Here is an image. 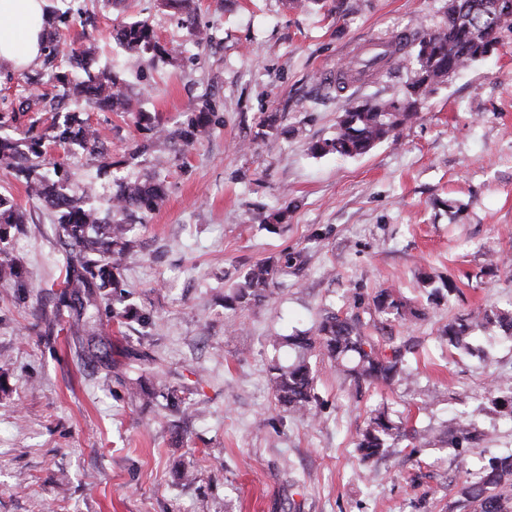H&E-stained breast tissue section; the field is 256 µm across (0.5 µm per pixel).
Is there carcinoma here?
Segmentation results:
<instances>
[{"mask_svg":"<svg viewBox=\"0 0 512 512\" xmlns=\"http://www.w3.org/2000/svg\"><path fill=\"white\" fill-rule=\"evenodd\" d=\"M512 31V0H448L445 19L436 28L411 41L405 51L390 41L366 52L356 66L342 73V79L355 76L389 73L406 69L411 73L404 96L397 100L366 101L356 107H343L336 121L334 137L308 146L313 155L329 153L357 156L376 144L399 140L408 123L419 113L435 90L445 83L448 72L455 73L483 60L497 50L502 33ZM115 38L128 52L142 57L148 53H174L164 48L152 26L145 20L126 23L115 30ZM49 54L61 57L66 72L58 77L63 92L53 98L35 94L32 88L23 102L25 111L40 107L51 112L52 142L71 151L76 146L89 155L100 154L104 137L83 117L86 108L101 111H131L124 94L125 79L114 71H93L89 60L91 45L60 51L59 45H46ZM185 120L168 129L151 124L152 137L136 146L146 152L157 144L186 149L205 135L213 122L214 106L207 100L189 105ZM46 158L42 139L26 141L0 135V171L22 178L31 195L43 198L57 211V223L68 237L71 255L64 280V294L92 298L94 289L119 287L120 271L132 249L131 217L155 210L165 198L164 185L154 180H119L112 196V211L101 217L85 208L82 197L69 195L60 181L45 169ZM26 223L25 214L0 197V240L3 229ZM288 263L266 260L251 266L238 283L224 294V308L237 310L256 307L268 300L279 275ZM375 312L407 321L419 317L401 296L389 288L380 290L373 300ZM504 327L512 337V313L484 307L461 314L448 322L444 339L464 353L472 352L470 340L477 331L494 326ZM288 344L297 351L296 358L285 365L277 359L268 365V382L283 412L293 418L314 415L318 402L315 374L309 362L312 354L328 360L355 387L364 384L390 386L396 379H409L404 371V355L397 347L386 355L380 339L364 331L358 315L344 317L326 314L313 332L283 338L274 336V348ZM448 445L459 447L460 441L471 443L479 434L471 425L459 422L447 431ZM429 432L408 429L392 420L387 413L374 411L359 435L356 448L362 460L383 455L390 448L407 443L415 448L428 443ZM463 501L470 512H512V453L485 468L478 478L461 488Z\"/></svg>","mask_w":512,"mask_h":512,"instance_id":"1","label":"carcinoma"}]
</instances>
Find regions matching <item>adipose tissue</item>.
Masks as SVG:
<instances>
[{"mask_svg":"<svg viewBox=\"0 0 512 512\" xmlns=\"http://www.w3.org/2000/svg\"><path fill=\"white\" fill-rule=\"evenodd\" d=\"M45 0H0V67L25 69L42 52Z\"/></svg>","mask_w":512,"mask_h":512,"instance_id":"adipose-tissue-1","label":"adipose tissue"}]
</instances>
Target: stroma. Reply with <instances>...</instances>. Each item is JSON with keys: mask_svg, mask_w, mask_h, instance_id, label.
Masks as SVG:
<instances>
[{"mask_svg": "<svg viewBox=\"0 0 512 512\" xmlns=\"http://www.w3.org/2000/svg\"><path fill=\"white\" fill-rule=\"evenodd\" d=\"M445 4L195 0L190 29L161 0H46L47 11L69 12L61 48L93 35L92 69L122 72L132 106L89 112L106 135L103 156L48 142V162L65 163L69 193L95 187L103 216L119 178L159 177L166 196L136 225L122 275L139 319L118 321L105 300L101 328L75 335L80 303L58 297L69 248L57 213L0 173V195L28 218L0 241V262L19 272L0 282V512H449L467 475L512 452V416L483 394L512 385V340L478 332L468 355L440 337L454 316L512 307V32L440 85L400 140L354 157L307 150L334 136L344 105L402 98L409 79L378 75L339 92L326 84L338 66L366 44L435 28ZM134 19L149 20L173 56L129 58L114 30ZM53 74L41 57L0 68V132L46 133L49 113L19 103L29 77L50 85ZM204 98L216 110L208 136L182 154L132 155L150 136L134 113L173 127ZM271 113L279 130L261 134ZM283 209L284 223L264 225ZM283 256L288 271L266 303L225 310V291L250 265ZM383 288L423 312L391 325L412 348L411 382L358 398L315 356L318 419L283 417L267 367L293 351L269 337L313 330L328 310L357 311L376 332L372 298ZM136 351L161 366L147 405L129 395ZM381 406L431 430V442L367 468L355 442ZM463 419L484 437L462 469L443 425ZM364 469L370 482L356 478Z\"/></svg>", "mask_w": 512, "mask_h": 512, "instance_id": "stroma-1", "label": "stroma"}]
</instances>
